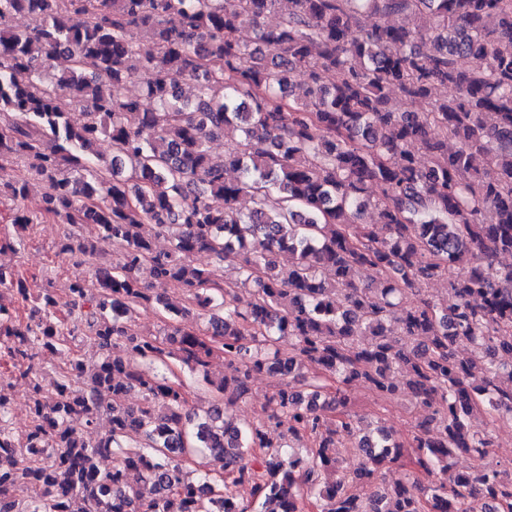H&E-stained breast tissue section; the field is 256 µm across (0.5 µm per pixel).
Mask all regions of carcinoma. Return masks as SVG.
Returning <instances> with one entry per match:
<instances>
[{
	"label": "carcinoma",
	"instance_id": "carcinoma-1",
	"mask_svg": "<svg viewBox=\"0 0 512 512\" xmlns=\"http://www.w3.org/2000/svg\"><path fill=\"white\" fill-rule=\"evenodd\" d=\"M288 3L0 0V169L30 174L0 183V198L25 230L30 178L41 180L39 210L66 225L59 254L121 255L98 266L95 283L72 281L65 302L0 269V358L29 387L32 438L56 452L16 446L0 387V456L11 465L0 471V512H42L47 497L67 512H224L244 482L253 501L236 512L512 505V466L485 462L492 442L476 422L486 405L512 423V267L498 264L512 254V0ZM19 14L31 25L15 28ZM377 14L403 23L366 24ZM58 55L70 66L53 75ZM133 82L139 94L115 96ZM101 135L112 158L94 166ZM216 137L227 141L222 165L209 155ZM368 209L371 225L361 222ZM146 224L169 234V251L155 250ZM84 226L95 242L76 232ZM197 252L241 263L221 284L190 263ZM455 266L466 273L448 274ZM362 268L375 270V286L355 285ZM443 276L448 299L437 305L424 285ZM171 281L185 303L165 295ZM7 295L30 303L27 313ZM193 306L209 313L201 332L187 322ZM151 307L170 313L163 339L132 329ZM64 308L83 312L102 358L72 360L54 401L42 395L38 357L76 339ZM120 343L127 355L112 356ZM217 358L232 375L206 379L213 401L200 413L162 370L176 362L205 375ZM261 371L274 391L258 421L239 426L225 406ZM355 382L383 399L411 394L419 413L407 443L360 431L362 417L343 410ZM102 418L106 435L79 434ZM271 424L307 439L308 456L268 439ZM346 437L368 456L353 472L336 458ZM405 446L412 469L380 481L402 466ZM202 451L222 455L223 473L190 482L178 459ZM459 455L481 464L456 471ZM111 457L116 465L100 467ZM40 473L45 488L17 497Z\"/></svg>",
	"mask_w": 512,
	"mask_h": 512
}]
</instances>
